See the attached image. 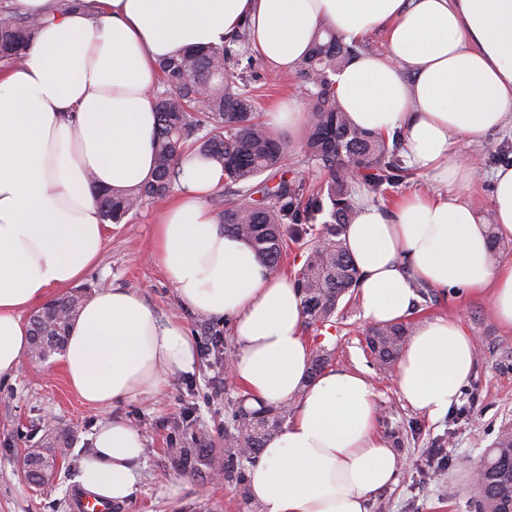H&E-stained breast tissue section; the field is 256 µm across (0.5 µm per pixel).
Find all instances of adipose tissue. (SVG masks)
<instances>
[{"instance_id": "1", "label": "adipose tissue", "mask_w": 512, "mask_h": 512, "mask_svg": "<svg viewBox=\"0 0 512 512\" xmlns=\"http://www.w3.org/2000/svg\"><path fill=\"white\" fill-rule=\"evenodd\" d=\"M88 2L60 13L55 0H18L47 22L23 64L0 68V378L15 376L28 349L24 312L77 285L111 236L97 192L151 178L158 64L185 48L222 44L245 26L256 56L286 72L320 22L348 40L384 30V51L359 54L334 75L337 103L359 128L401 131L410 166L447 187L473 177L455 141L512 122V0ZM492 180V224L512 239V165ZM223 182L219 166L183 156L177 195L154 227L153 256L182 305L231 319L233 381L248 405L297 402L251 469L252 498L262 512H367L370 493L403 465L376 431L373 388L346 370L308 381L301 298L291 278L218 224L208 199ZM487 226L446 193L409 192L389 208L359 199L345 243L364 319L409 318L421 280L488 294L494 319L512 329V264L493 265ZM476 351L458 318L417 321L398 362V395L443 417ZM194 363L183 324L125 288L85 303L62 358L71 389L101 408L148 398ZM93 444L81 485L112 501L132 497L141 432L112 420L99 424Z\"/></svg>"}]
</instances>
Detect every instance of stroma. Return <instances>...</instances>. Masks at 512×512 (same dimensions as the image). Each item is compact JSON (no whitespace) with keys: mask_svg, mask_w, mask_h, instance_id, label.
Segmentation results:
<instances>
[{"mask_svg":"<svg viewBox=\"0 0 512 512\" xmlns=\"http://www.w3.org/2000/svg\"><path fill=\"white\" fill-rule=\"evenodd\" d=\"M241 69L259 89L258 112L288 96L304 102L297 71L279 73L256 58ZM456 148L476 176L454 192L479 215H488L491 175L503 162H512V128L460 140ZM165 205L157 200L114 226L98 264L81 286L88 298L103 285L138 291L162 317L180 318L194 346L193 371L172 378L149 399L95 408L72 391L59 356L45 361L23 357L13 378L0 379V512H72V492L80 486V462L93 448V429L112 418L138 428L146 441L137 464L139 489L120 503L119 512H250L234 484L214 480L204 466L179 469L169 455L179 446L223 454L224 405L240 397L242 389L224 369L225 356L237 351L231 324L185 309L152 258L153 228ZM448 315L459 318L477 339L478 351L458 403L438 420L400 399L395 373L371 367L363 342L368 324L360 309L348 310L329 334L305 333L334 350L333 368L365 371L375 391L377 432L404 462L394 484L370 495L368 512H474L473 470L498 431L512 426V330L494 321L487 296L463 288L433 289L430 299L419 302L412 313L416 320ZM49 415L55 418L53 433L44 426ZM68 427L73 430L70 446L57 456L52 478L40 486L30 483L23 465L27 448L55 444L58 429Z\"/></svg>","mask_w":512,"mask_h":512,"instance_id":"35a3bbf8","label":"stroma"}]
</instances>
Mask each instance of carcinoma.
<instances>
[{"mask_svg": "<svg viewBox=\"0 0 512 512\" xmlns=\"http://www.w3.org/2000/svg\"><path fill=\"white\" fill-rule=\"evenodd\" d=\"M41 25V18L1 4L0 61L23 62ZM358 49L322 22L299 62L308 114L303 152L325 174L315 192L282 167L284 143L254 116V87L239 72L241 62L251 57L247 29L220 46L192 49L163 61L160 88L153 93L158 120L153 179L137 189L101 194L98 204L104 219L120 224L149 201L172 192L179 186L181 157L193 150L224 170V193L213 200L219 224L247 241L273 270L281 265L288 241L309 234L317 216L329 211L330 220L321 224L305 262L294 273V286L302 300L304 327L316 332L336 322L340 303H357L358 271L343 238L356 214L354 184H363L378 197L409 175L398 137L388 141L359 129L337 104L331 75ZM79 308L80 295L73 293L32 316L36 358L63 352ZM407 336V324L367 331L365 347L378 371L396 367ZM333 355L322 345L314 346L311 375L330 365ZM290 414L286 402L259 408L241 402L232 407L231 429L224 434V479L235 484L244 501H249V465ZM173 458L184 470L214 465L197 448H180ZM25 466L29 480L41 485L52 472L54 458L37 448L26 454ZM474 507L476 512H512V428H502L490 448Z\"/></svg>", "mask_w": 512, "mask_h": 512, "instance_id": "1", "label": "carcinoma"}]
</instances>
